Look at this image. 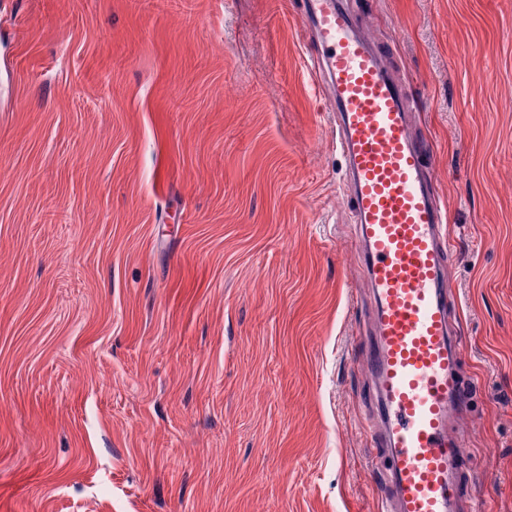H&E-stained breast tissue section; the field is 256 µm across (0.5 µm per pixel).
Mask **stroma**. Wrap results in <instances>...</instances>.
Returning <instances> with one entry per match:
<instances>
[{
    "label": "stroma",
    "mask_w": 512,
    "mask_h": 512,
    "mask_svg": "<svg viewBox=\"0 0 512 512\" xmlns=\"http://www.w3.org/2000/svg\"><path fill=\"white\" fill-rule=\"evenodd\" d=\"M301 0H0V512H378L368 291ZM512 512V0H376Z\"/></svg>",
    "instance_id": "stroma-1"
}]
</instances>
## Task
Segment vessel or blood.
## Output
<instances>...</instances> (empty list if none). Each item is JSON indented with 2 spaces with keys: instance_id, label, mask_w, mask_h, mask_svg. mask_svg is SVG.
I'll use <instances>...</instances> for the list:
<instances>
[{
  "instance_id": "b4317fda",
  "label": "vessel or blood",
  "mask_w": 512,
  "mask_h": 512,
  "mask_svg": "<svg viewBox=\"0 0 512 512\" xmlns=\"http://www.w3.org/2000/svg\"><path fill=\"white\" fill-rule=\"evenodd\" d=\"M311 70L334 117L346 202L370 293L372 379L366 435L383 512H457L468 454L459 428L471 396L464 338L449 312L448 204L434 147L418 137L419 104L390 49L359 27L346 0H303Z\"/></svg>"
}]
</instances>
